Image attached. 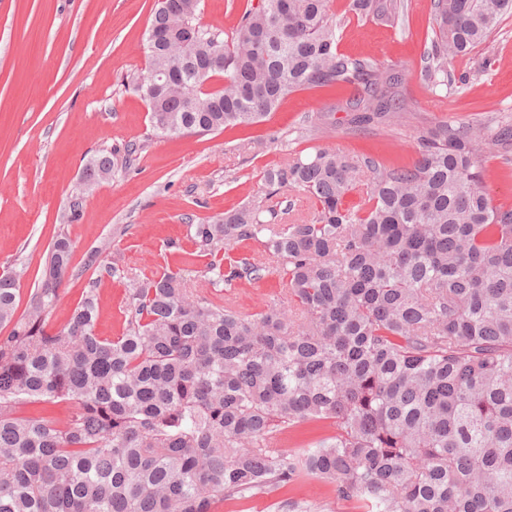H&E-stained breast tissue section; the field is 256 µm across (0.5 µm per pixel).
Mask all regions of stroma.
<instances>
[{
  "instance_id": "stroma-1",
  "label": "stroma",
  "mask_w": 512,
  "mask_h": 512,
  "mask_svg": "<svg viewBox=\"0 0 512 512\" xmlns=\"http://www.w3.org/2000/svg\"><path fill=\"white\" fill-rule=\"evenodd\" d=\"M258 0H202L203 26L230 30ZM404 21L357 16L350 0H332L337 49L368 56L402 75L400 97L412 118L393 128L349 124L352 88L294 92L264 121L206 135L159 139L147 105L127 81L144 72L145 31L157 0H0V271H22L26 309L58 229L74 244L72 268L50 310L49 329L64 325L87 288L100 294L97 330L125 326L127 274L152 276L181 267L193 244L189 225L245 203L265 204L262 173L326 147L368 155L391 166L412 164L419 128L489 121L512 125V16L470 56L448 64L452 80L426 79L434 37L433 0H405ZM335 130L321 133L322 113ZM129 144L126 167L86 195L78 216L69 203L82 172L100 153ZM485 185L494 202L512 206V145H492ZM282 223L315 210L313 198L289 189L270 200ZM180 247L166 250L167 240ZM120 274H112L111 264ZM281 291L278 275L225 291L236 309L255 314Z\"/></svg>"
}]
</instances>
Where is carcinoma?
Instances as JSON below:
<instances>
[{"instance_id":"obj_1","label":"carcinoma","mask_w":512,"mask_h":512,"mask_svg":"<svg viewBox=\"0 0 512 512\" xmlns=\"http://www.w3.org/2000/svg\"><path fill=\"white\" fill-rule=\"evenodd\" d=\"M201 0H158L146 73L131 80L155 135L259 122L311 88L352 87L356 126L406 121L401 75L336 49L329 0H261L227 32L198 21ZM351 10L400 21L399 0ZM426 76L485 44L512 0H434ZM219 82L203 87L200 72ZM509 125L418 131L419 157L387 166L317 148L264 182L315 199L313 216L271 224L244 204L189 225L186 266L136 279L122 335L99 336L86 288L54 333L46 316L68 275L60 232L23 312L21 273L0 275V512H215L322 484L351 512H512V207L484 184ZM125 146L91 159L83 190L125 165ZM359 195L356 206L345 199ZM275 270L281 297L257 314L225 288ZM67 401L65 421L22 415ZM328 433L281 444L284 435Z\"/></svg>"}]
</instances>
